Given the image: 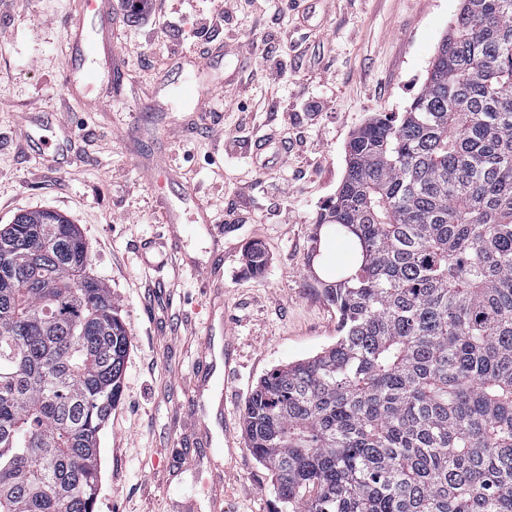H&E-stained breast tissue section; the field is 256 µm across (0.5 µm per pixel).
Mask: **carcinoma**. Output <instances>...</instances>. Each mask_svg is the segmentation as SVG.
<instances>
[{
    "instance_id": "obj_1",
    "label": "carcinoma",
    "mask_w": 512,
    "mask_h": 512,
    "mask_svg": "<svg viewBox=\"0 0 512 512\" xmlns=\"http://www.w3.org/2000/svg\"><path fill=\"white\" fill-rule=\"evenodd\" d=\"M317 228L336 343L243 415L280 512H512V0H462L421 92L346 147ZM50 209L0 227V512H94L130 339ZM319 246V242H318ZM319 261L323 268L330 269L336 264L347 263L350 259L348 249L341 243L330 237L325 229L321 231Z\"/></svg>"
}]
</instances>
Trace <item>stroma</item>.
Segmentation results:
<instances>
[{
  "mask_svg": "<svg viewBox=\"0 0 512 512\" xmlns=\"http://www.w3.org/2000/svg\"><path fill=\"white\" fill-rule=\"evenodd\" d=\"M81 2L0 0V226L42 208L69 219L129 332L94 512H277L245 404L269 371L335 343L336 309L306 262L315 247L326 269L350 253L316 218L351 134L407 110L461 0H235L210 33L211 0H162L152 29L113 2L85 24L111 33L118 78L71 91L63 51ZM208 44L224 88L201 112L173 84Z\"/></svg>",
  "mask_w": 512,
  "mask_h": 512,
  "instance_id": "35a3bbf8",
  "label": "stroma"
}]
</instances>
